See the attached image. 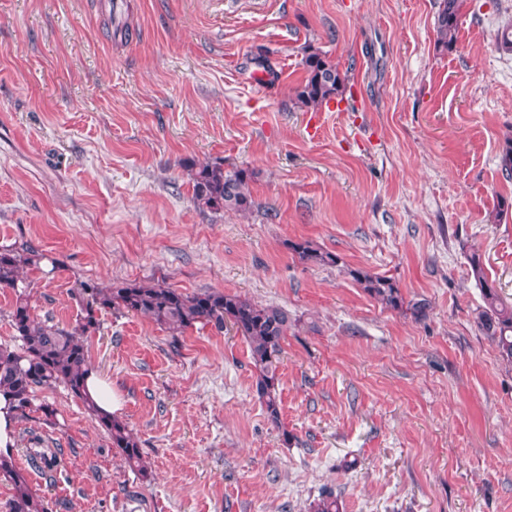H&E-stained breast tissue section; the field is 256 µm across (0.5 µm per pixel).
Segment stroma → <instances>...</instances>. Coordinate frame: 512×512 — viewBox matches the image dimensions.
<instances>
[{
  "instance_id": "35a3bbf8",
  "label": "stroma",
  "mask_w": 512,
  "mask_h": 512,
  "mask_svg": "<svg viewBox=\"0 0 512 512\" xmlns=\"http://www.w3.org/2000/svg\"><path fill=\"white\" fill-rule=\"evenodd\" d=\"M439 0H0V246L38 318L74 325L77 281L230 292L291 322L281 423L234 330L102 313L88 360L152 469L142 480L61 385L15 429L61 449L30 471L48 512H512V364L477 327L468 256L512 302V0H465L453 50ZM346 75L298 104L304 58ZM204 164L246 170L251 211L192 199ZM309 242L339 262L304 260ZM391 278L424 316L353 279ZM55 412L47 425L42 406Z\"/></svg>"
}]
</instances>
